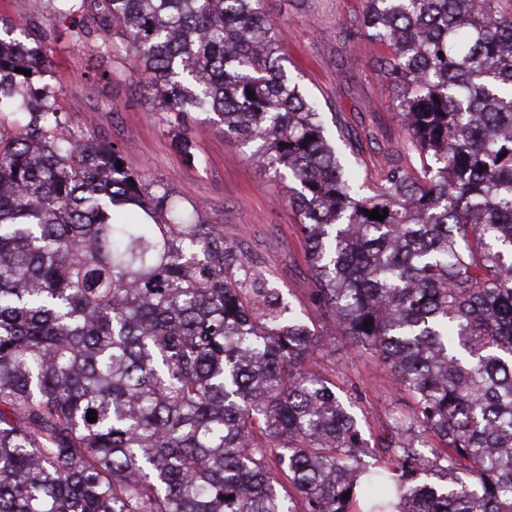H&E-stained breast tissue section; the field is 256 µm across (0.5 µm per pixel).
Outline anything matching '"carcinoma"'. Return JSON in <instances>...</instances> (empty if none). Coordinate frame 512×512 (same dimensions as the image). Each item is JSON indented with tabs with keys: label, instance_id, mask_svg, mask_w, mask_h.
Wrapping results in <instances>:
<instances>
[{
	"label": "carcinoma",
	"instance_id": "cac0c4a2",
	"mask_svg": "<svg viewBox=\"0 0 512 512\" xmlns=\"http://www.w3.org/2000/svg\"><path fill=\"white\" fill-rule=\"evenodd\" d=\"M66 2L0 22V512H512V0H364L409 150L371 195L262 0ZM67 20L288 180L313 304L411 402L389 438L220 227L32 97Z\"/></svg>",
	"mask_w": 512,
	"mask_h": 512
}]
</instances>
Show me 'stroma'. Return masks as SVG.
<instances>
[{"label":"stroma","instance_id":"obj_1","mask_svg":"<svg viewBox=\"0 0 512 512\" xmlns=\"http://www.w3.org/2000/svg\"><path fill=\"white\" fill-rule=\"evenodd\" d=\"M276 23L284 67L316 100L333 134L341 136L360 183L379 184L387 153L404 150L406 136L396 89L376 61L385 47L362 37L343 40L363 10L362 0H262ZM109 58L92 46L58 33L51 64L39 84L56 94L72 132L91 130L122 150L132 172L159 181L179 200L197 205L205 223L224 228V239L249 263L269 274L284 297L302 311L325 344L309 367L330 380L339 394H356L363 434L387 435L406 419L409 406L394 387L390 369L355 349L312 301L315 282L284 182L271 178L251 146L233 138L205 115L160 111L155 92L132 69L121 36ZM193 144L194 159L177 147Z\"/></svg>","mask_w":512,"mask_h":512}]
</instances>
